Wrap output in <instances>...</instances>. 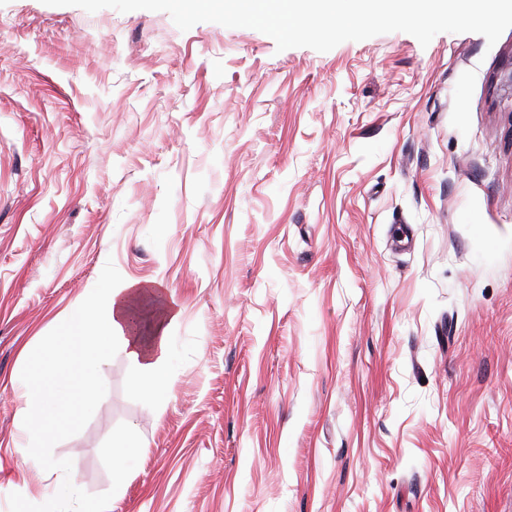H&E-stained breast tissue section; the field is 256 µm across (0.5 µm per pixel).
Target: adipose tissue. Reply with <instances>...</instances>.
<instances>
[{"mask_svg":"<svg viewBox=\"0 0 512 512\" xmlns=\"http://www.w3.org/2000/svg\"><path fill=\"white\" fill-rule=\"evenodd\" d=\"M142 308L149 309L153 318L146 333L132 323L134 314ZM179 317V308L168 300L159 283L99 282L91 288L88 304L77 308L61 323L64 337L71 339L75 347L81 394L67 398L55 375L61 356L51 349L44 351L33 372L21 376L20 385L27 401L26 420L34 430L24 451L27 458L46 466L57 477L50 496L51 506L60 507L61 512H106L102 506L89 510L69 459L47 455L50 437L60 423H79L93 399L97 375L113 351L122 352L136 369L138 391L156 398L160 379L176 359L170 329Z\"/></svg>","mask_w":512,"mask_h":512,"instance_id":"obj_1","label":"adipose tissue"}]
</instances>
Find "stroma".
<instances>
[{"mask_svg":"<svg viewBox=\"0 0 512 512\" xmlns=\"http://www.w3.org/2000/svg\"><path fill=\"white\" fill-rule=\"evenodd\" d=\"M512 28L320 53L0 0V512H44L23 347L104 280L181 309L56 429L112 512H512ZM143 448L121 486L106 449Z\"/></svg>","mask_w":512,"mask_h":512,"instance_id":"1","label":"stroma"}]
</instances>
